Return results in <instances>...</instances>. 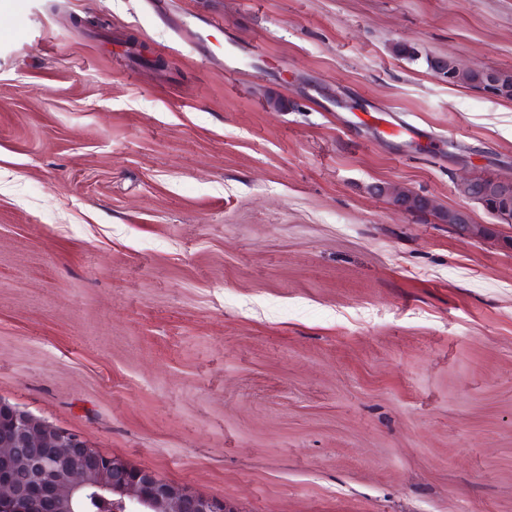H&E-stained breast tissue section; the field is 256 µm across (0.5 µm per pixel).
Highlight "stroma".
I'll use <instances>...</instances> for the list:
<instances>
[{
	"label": "stroma",
	"instance_id": "stroma-1",
	"mask_svg": "<svg viewBox=\"0 0 512 512\" xmlns=\"http://www.w3.org/2000/svg\"><path fill=\"white\" fill-rule=\"evenodd\" d=\"M439 57L512 0H0V399L230 512H512V100ZM431 67L436 70L437 73L442 75L448 80V83L453 84H466L475 87H480L484 84L488 78L485 71L476 70H458L455 63L451 59H438L433 61ZM493 77L497 83V91H495L494 84L489 82L481 86L483 91L490 96H495L505 99H512V78L503 77L493 72Z\"/></svg>",
	"mask_w": 512,
	"mask_h": 512
}]
</instances>
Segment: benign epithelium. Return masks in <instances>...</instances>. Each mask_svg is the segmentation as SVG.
Instances as JSON below:
<instances>
[{
	"label": "benign epithelium",
	"mask_w": 512,
	"mask_h": 512,
	"mask_svg": "<svg viewBox=\"0 0 512 512\" xmlns=\"http://www.w3.org/2000/svg\"><path fill=\"white\" fill-rule=\"evenodd\" d=\"M91 496L130 512H230L224 502L159 479L0 401V512H75Z\"/></svg>",
	"instance_id": "7a95c632"
}]
</instances>
